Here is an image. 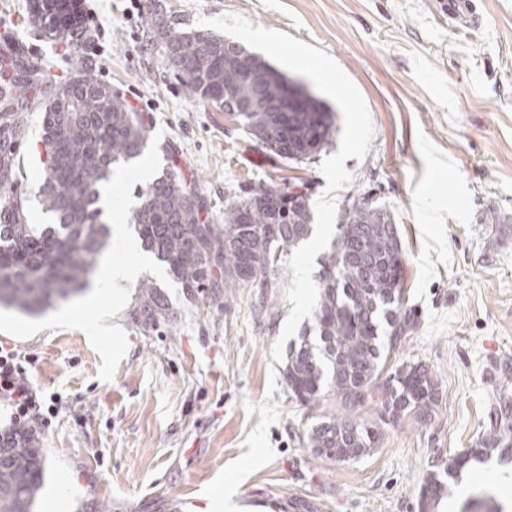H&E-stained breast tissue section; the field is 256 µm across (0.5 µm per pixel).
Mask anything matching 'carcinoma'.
<instances>
[{
	"instance_id": "1",
	"label": "carcinoma",
	"mask_w": 512,
	"mask_h": 512,
	"mask_svg": "<svg viewBox=\"0 0 512 512\" xmlns=\"http://www.w3.org/2000/svg\"><path fill=\"white\" fill-rule=\"evenodd\" d=\"M154 34L171 42L191 40L184 68L171 66L192 97L214 106L231 89L249 101L260 89L259 101L236 113L247 136L287 161L314 159L336 129V115L323 101L312 98L282 122L288 106V75L251 53L243 64L225 52V38L211 32L179 28L176 17L163 24L165 5H154ZM31 23L53 38L89 39L84 11H68L60 0H29ZM0 68V306L33 314L82 292L88 276L107 246L109 228L96 206L100 190L113 168L140 156L148 139L142 113L131 110L112 87L91 75L61 83L53 89L42 128L43 211L54 224L30 223L23 194L16 191L19 174L14 143L26 133L25 117L12 104L39 92L38 69L24 62L4 61ZM140 204L132 213L142 250L168 266L187 297L219 293L244 284L241 271L252 269L268 285L277 283L283 259L313 232L310 198L288 201V189L266 184L234 194L224 205V223L206 221L187 195V185L165 171L138 192ZM376 209H351L337 224L336 238L322 256L323 279L312 313V333L289 346L283 376L292 396L302 405L319 401L324 391L336 393L344 408L356 412L378 399L376 416L363 422L348 417L314 424L309 447L319 456L344 461L358 459L378 447L384 427L408 417L417 423L431 419L437 401L436 385L420 364L400 366L380 381L385 350L397 346L415 328L412 310L404 308L405 257L392 210L375 200ZM385 223H379L380 219ZM167 308L154 291L143 290L130 318L150 328L165 318ZM9 455L0 468V512H34L41 487L44 460L34 434L23 428L0 434ZM498 448L495 441L473 448L444 470L450 477L470 460H481ZM447 496L446 482L436 473L421 486L420 512H438Z\"/></svg>"
}]
</instances>
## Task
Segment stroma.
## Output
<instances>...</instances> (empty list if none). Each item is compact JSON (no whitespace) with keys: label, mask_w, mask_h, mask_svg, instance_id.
I'll use <instances>...</instances> for the list:
<instances>
[{"label":"stroma","mask_w":512,"mask_h":512,"mask_svg":"<svg viewBox=\"0 0 512 512\" xmlns=\"http://www.w3.org/2000/svg\"><path fill=\"white\" fill-rule=\"evenodd\" d=\"M153 0H83L94 38L42 40L28 25L29 0H0V30L41 62L50 82L90 71L141 112L148 140L126 164L129 219L136 187L173 170L224 221V197L264 183L326 188L319 160L269 154L232 115L188 97L150 47ZM186 23L237 15L324 50L367 105L372 137L364 159H347L352 182L338 207L375 193L392 210L405 253L404 288L416 327L387 353L383 372L423 365L436 384L432 419L385 428L356 460L317 456L316 422L343 415L333 392L304 406L288 391L271 349L292 308L282 267L273 288L233 287L189 300L157 264L138 265L117 292L82 295L39 316L0 308V341L33 354L32 381L61 396L39 430L45 481L37 512H419L428 473L497 429L512 439V0H478L476 26L449 23L442 0H164ZM27 135L16 147L33 223L41 183L44 104L23 103ZM495 211L502 224L482 218ZM168 303L170 322L151 329L129 313L143 284ZM480 478L446 501L492 496L512 482V463L470 462Z\"/></svg>","instance_id":"1"}]
</instances>
